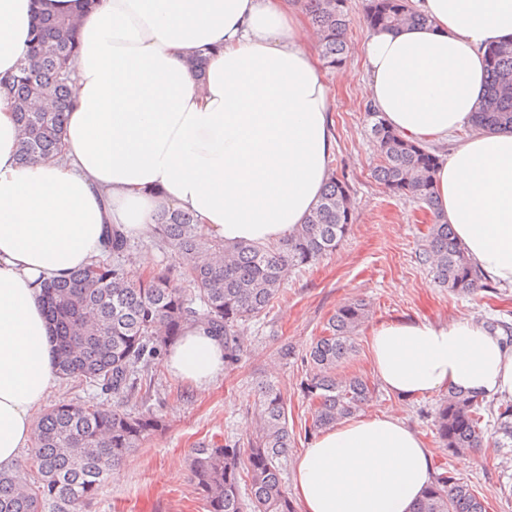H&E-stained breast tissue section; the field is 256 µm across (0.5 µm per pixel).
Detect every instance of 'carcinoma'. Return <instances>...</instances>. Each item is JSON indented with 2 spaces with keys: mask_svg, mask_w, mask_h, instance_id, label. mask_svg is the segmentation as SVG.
I'll return each instance as SVG.
<instances>
[{
  "mask_svg": "<svg viewBox=\"0 0 512 512\" xmlns=\"http://www.w3.org/2000/svg\"><path fill=\"white\" fill-rule=\"evenodd\" d=\"M324 65L342 64L349 52L347 0H304ZM364 24L394 30L424 25L427 17L410 0H366ZM79 19L35 12L29 51L18 73L0 79V94L13 103L18 122V159L36 164L57 155L64 112L75 95L71 75L78 50ZM487 82L473 126L484 131L512 130V42L486 51ZM378 163L373 176L388 192L426 206L434 217L419 264L440 286L457 296L485 287L452 228L438 219L434 175L439 150L389 127L372 107L365 109ZM353 220L348 183L330 175L323 194L304 224L276 245H232L205 233L194 217L164 210L156 233L176 265L135 274L125 264L128 240L112 235L110 254L74 270L67 278L43 284L42 302L55 342L62 379L110 393L117 405L105 411L91 400L60 401L35 425L32 460L37 481L24 469L0 471V512H78L127 456L164 428L159 416L123 408L141 388L186 329L202 327L224 339V366L241 360L245 325L282 295L288 273L311 265L336 250ZM200 308L192 307L194 301ZM361 300L341 305L323 334L305 352L310 372L301 392L310 401L312 429H328L352 416L368 397V382L339 376L336 370L355 352V333L367 320ZM485 397L448 389L435 413L439 446L452 457H470L486 448ZM258 430L243 447L236 441L193 449L190 475L206 512H295L285 488L282 461L294 438L288 429L286 402L277 385L259 389ZM496 448H512V402L496 410ZM414 512H486L484 500L452 474L432 479Z\"/></svg>",
  "mask_w": 512,
  "mask_h": 512,
  "instance_id": "cac0c4a2",
  "label": "carcinoma"
}]
</instances>
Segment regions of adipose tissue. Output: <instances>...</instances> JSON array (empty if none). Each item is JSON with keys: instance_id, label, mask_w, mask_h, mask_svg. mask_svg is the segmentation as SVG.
<instances>
[{"instance_id": "1", "label": "adipose tissue", "mask_w": 512, "mask_h": 512, "mask_svg": "<svg viewBox=\"0 0 512 512\" xmlns=\"http://www.w3.org/2000/svg\"><path fill=\"white\" fill-rule=\"evenodd\" d=\"M412 2L426 25L370 32L364 97L427 143L468 130L436 172L439 216L483 274L512 287V133L470 130L485 51L512 41V0ZM37 9L80 19L76 95L61 154L29 165L0 97V470L31 444L59 378L45 282L103 257L113 232L150 237L168 209L227 243L282 242L316 207L336 148L331 87L295 0H0V77L16 73ZM369 348L399 398L455 387L512 399V347L471 319H394ZM166 362L203 389L224 346L190 328ZM430 480L421 438L366 414L315 436L294 490L303 512H413Z\"/></svg>"}]
</instances>
